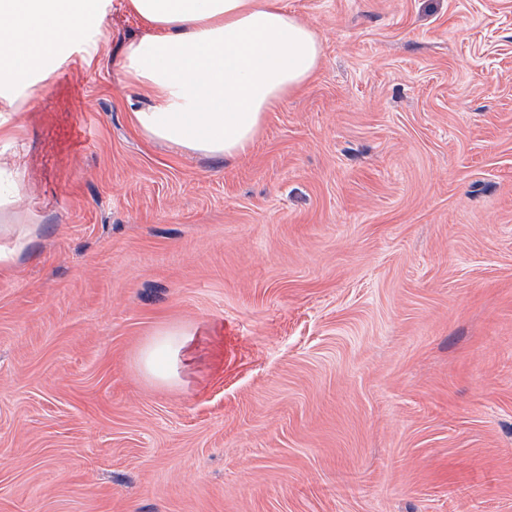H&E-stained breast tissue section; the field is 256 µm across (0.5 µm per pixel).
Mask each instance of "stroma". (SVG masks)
<instances>
[{
    "label": "stroma",
    "mask_w": 512,
    "mask_h": 512,
    "mask_svg": "<svg viewBox=\"0 0 512 512\" xmlns=\"http://www.w3.org/2000/svg\"><path fill=\"white\" fill-rule=\"evenodd\" d=\"M285 4L322 64L244 155L132 126L123 0L26 105L0 512H512V0ZM189 334L178 328L158 330L153 339L140 353V366L150 376L162 381H169L177 375L176 363L179 355L188 345ZM166 354L174 358L175 365L168 371Z\"/></svg>",
    "instance_id": "1"
}]
</instances>
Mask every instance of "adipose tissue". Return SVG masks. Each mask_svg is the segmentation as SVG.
Returning a JSON list of instances; mask_svg holds the SVG:
<instances>
[{
  "instance_id": "obj_1",
  "label": "adipose tissue",
  "mask_w": 512,
  "mask_h": 512,
  "mask_svg": "<svg viewBox=\"0 0 512 512\" xmlns=\"http://www.w3.org/2000/svg\"><path fill=\"white\" fill-rule=\"evenodd\" d=\"M107 0H0V142L25 128L21 106L53 80L79 46L83 61L99 52ZM146 27L119 61L122 82L147 91L132 107L148 139L188 153L233 158L254 142L269 112L302 92L322 59L310 25L284 0H125ZM188 345L178 328L158 330L140 353L142 370L173 379L167 357Z\"/></svg>"
}]
</instances>
